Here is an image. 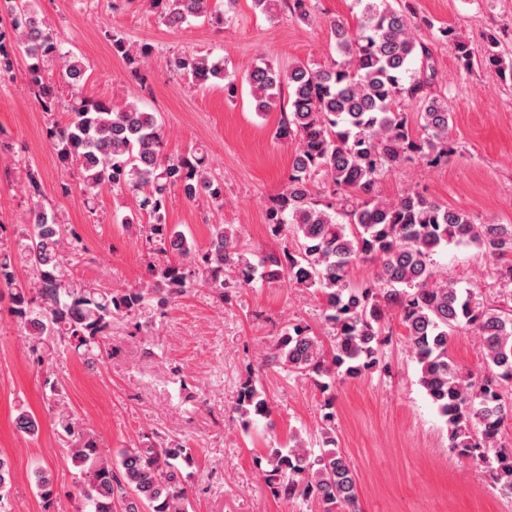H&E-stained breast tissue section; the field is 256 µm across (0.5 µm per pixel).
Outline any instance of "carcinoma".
<instances>
[{
  "instance_id": "obj_1",
  "label": "carcinoma",
  "mask_w": 512,
  "mask_h": 512,
  "mask_svg": "<svg viewBox=\"0 0 512 512\" xmlns=\"http://www.w3.org/2000/svg\"><path fill=\"white\" fill-rule=\"evenodd\" d=\"M148 2L162 24L180 28L199 19L217 26L229 22L235 0H224L222 10L210 0ZM253 2L270 18L286 11L303 23L312 19V0ZM354 4L355 26L330 22L339 58L285 70L262 61L242 77L257 112L288 101L277 134L295 143L285 186L267 212L274 231L290 234L294 247L254 261L233 224L212 225L209 247L199 251L184 232L165 223L174 188L190 201L204 195L224 206V182L212 174L208 155L170 154L157 113L135 101L118 105L88 95L85 63L63 51L36 0H0V82L15 77L16 55L25 56L28 83L42 110L50 114L64 105L66 119L51 121L46 137L61 167L79 172L86 202L104 189L134 196L138 209L154 219L145 230L146 243L177 256L157 265L152 279L138 288L102 292L76 282L72 263L82 251L79 238L40 200L38 172L27 165L32 207L13 241L28 278L16 277L11 252L0 247V287L8 288L10 311L41 359L60 346L99 358L107 352L112 322L132 321L146 305L163 309L195 286L211 289L226 304L259 279L286 277L300 288L316 289L333 336L331 350L308 327L294 324L265 362L311 379L325 394L322 448H309L295 435L287 447L268 449L265 480L276 495L316 500L323 512H362L353 465L334 448L332 389L378 367L394 312L420 366V385L445 419L451 447L486 464L512 496V448L499 444L502 426L512 418L500 393L512 381V310L479 302L470 290L436 274L432 262L441 247L473 243L498 261L497 278L509 287L512 224H478L468 211L415 190L395 199L376 191L392 168L454 153L452 112L448 99L432 90L427 40L451 43L467 70L473 65L470 47L453 26L431 19L412 24L399 0ZM105 37L113 53L136 69L153 51L109 30ZM481 65L491 77L512 82V56L494 33L485 37ZM51 66L61 81L47 77ZM167 66L196 84L219 80L235 92L237 76L224 57L177 54ZM404 101L417 107L415 116L402 109ZM359 262L375 264L362 286L349 280ZM460 328L472 330L480 343L483 367L477 374H462L448 355V337ZM235 410L245 426L270 414L253 377L241 384ZM14 423L29 436L40 430L38 419L23 408ZM57 425L79 470L77 494L87 512H188L182 468L193 462V449L184 440L159 436L106 453L68 411L58 412ZM34 485L51 505L53 473L37 467ZM10 492V464L0 454V512H9Z\"/></svg>"
}]
</instances>
